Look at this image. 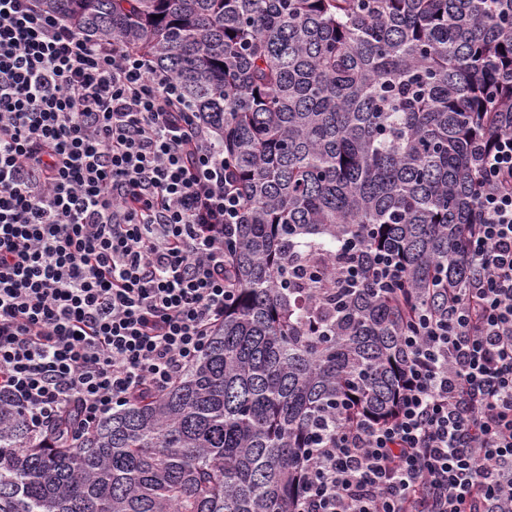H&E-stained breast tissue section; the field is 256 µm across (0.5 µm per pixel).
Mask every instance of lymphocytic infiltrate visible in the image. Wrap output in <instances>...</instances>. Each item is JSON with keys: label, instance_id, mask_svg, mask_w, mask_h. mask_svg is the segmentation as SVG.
I'll return each mask as SVG.
<instances>
[{"label": "lymphocytic infiltrate", "instance_id": "f902f5d3", "mask_svg": "<svg viewBox=\"0 0 512 512\" xmlns=\"http://www.w3.org/2000/svg\"><path fill=\"white\" fill-rule=\"evenodd\" d=\"M476 274L405 326L395 412L334 424L296 512L512 507V133L479 146ZM234 166L169 72L0 0V399L91 432L163 393L224 323Z\"/></svg>", "mask_w": 512, "mask_h": 512}]
</instances>
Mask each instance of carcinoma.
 Segmentation results:
<instances>
[{"instance_id": "obj_1", "label": "carcinoma", "mask_w": 512, "mask_h": 512, "mask_svg": "<svg viewBox=\"0 0 512 512\" xmlns=\"http://www.w3.org/2000/svg\"><path fill=\"white\" fill-rule=\"evenodd\" d=\"M171 73L233 160L236 298L170 389L72 441L0 401V512H295L329 422L390 414L411 312L467 287L512 0H39ZM359 281L341 279L353 259ZM397 255V289L371 256Z\"/></svg>"}]
</instances>
